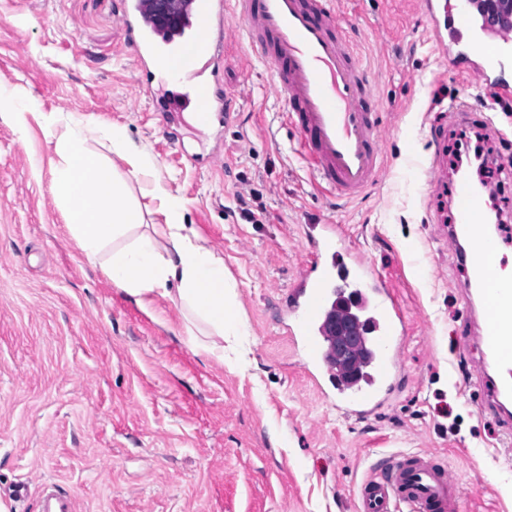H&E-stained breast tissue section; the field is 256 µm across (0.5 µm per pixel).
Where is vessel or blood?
<instances>
[{"label":"vessel or blood","mask_w":512,"mask_h":512,"mask_svg":"<svg viewBox=\"0 0 512 512\" xmlns=\"http://www.w3.org/2000/svg\"><path fill=\"white\" fill-rule=\"evenodd\" d=\"M181 28L163 33L153 0H118L115 14L123 43L136 60L134 84L161 116L189 112L205 127L229 126L233 93L223 86L227 30L231 20L244 24L251 56L273 75L278 95L320 185L353 198L375 184L384 166L379 135L382 100L358 47L346 38L332 0H173ZM472 0H457L444 9L449 30L471 31ZM473 53L484 67L467 79L484 82L502 64L512 45V14L498 13ZM184 59L181 87L156 95L154 80L163 58ZM451 239L465 242L467 272L486 317L480 338L492 372L486 377L484 410L495 414L512 408V281L502 279L496 260L500 241L486 226L477 187L458 180ZM303 237L313 247L311 260L288 291V333L302 345L314 371L331 368L325 339L330 315L355 313L373 328L366 339L369 357L364 382L337 381L331 400L337 409L356 417L370 416L401 371L400 354L408 334L402 308L390 281L364 256L349 267L333 270L325 262L345 237L343 225L330 221L308 224ZM462 495L447 468L432 455L412 454L387 459L357 488L358 512H456Z\"/></svg>","instance_id":"obj_1"}]
</instances>
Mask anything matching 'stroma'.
Listing matches in <instances>:
<instances>
[{"instance_id": "obj_1", "label": "stroma", "mask_w": 512, "mask_h": 512, "mask_svg": "<svg viewBox=\"0 0 512 512\" xmlns=\"http://www.w3.org/2000/svg\"><path fill=\"white\" fill-rule=\"evenodd\" d=\"M383 101L386 167L353 201L318 186L300 139L252 58L228 31L224 81L239 93L228 128L165 139L131 82L113 0H0V77L33 98L25 132L0 118V503L39 512L37 487L75 512H357L379 460L431 453L464 492L457 512H512L506 429L480 412L482 313L448 243L458 175L452 148L480 130L512 155V62L493 87L460 77L471 36L436 48L416 0H335ZM467 113H460V106ZM117 125L159 163L184 221L224 258L243 336L224 358L197 354L176 301L140 307L89 262L51 191L56 143L41 114ZM248 197L255 222L239 214ZM346 228L343 257L364 255L396 291L409 325L401 376L373 415L336 410L288 334L285 299L307 263L302 227ZM27 484L22 500L5 489Z\"/></svg>"}]
</instances>
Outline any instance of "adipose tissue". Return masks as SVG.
Listing matches in <instances>:
<instances>
[{
	"label": "adipose tissue",
	"instance_id": "adipose-tissue-1",
	"mask_svg": "<svg viewBox=\"0 0 512 512\" xmlns=\"http://www.w3.org/2000/svg\"><path fill=\"white\" fill-rule=\"evenodd\" d=\"M42 122L56 140L59 162L51 191L68 219V230L88 261H102L113 285L148 306L152 295L176 291L187 313L185 333L193 349L223 360L224 336L242 335L245 324L237 313L235 285L224 272V260L199 244L183 222V201L166 190L158 197L166 223L146 225L130 185L155 177L157 163L132 143L124 128H98L127 171L111 159L90 151L81 120Z\"/></svg>",
	"mask_w": 512,
	"mask_h": 512
}]
</instances>
